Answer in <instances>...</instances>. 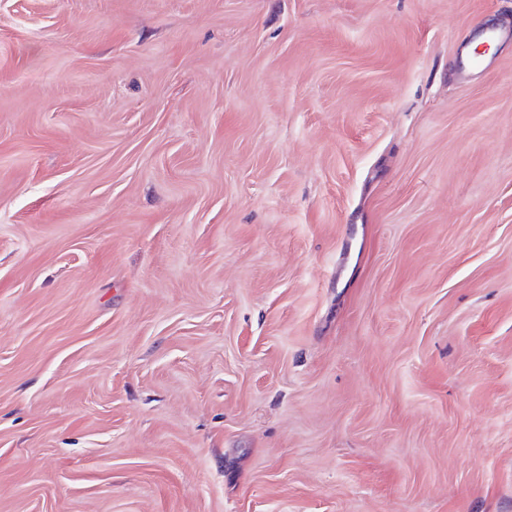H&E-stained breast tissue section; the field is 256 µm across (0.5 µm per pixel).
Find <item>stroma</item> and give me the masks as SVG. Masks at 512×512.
Listing matches in <instances>:
<instances>
[{
    "mask_svg": "<svg viewBox=\"0 0 512 512\" xmlns=\"http://www.w3.org/2000/svg\"><path fill=\"white\" fill-rule=\"evenodd\" d=\"M0 512H512V0H0Z\"/></svg>",
    "mask_w": 512,
    "mask_h": 512,
    "instance_id": "stroma-1",
    "label": "stroma"
}]
</instances>
